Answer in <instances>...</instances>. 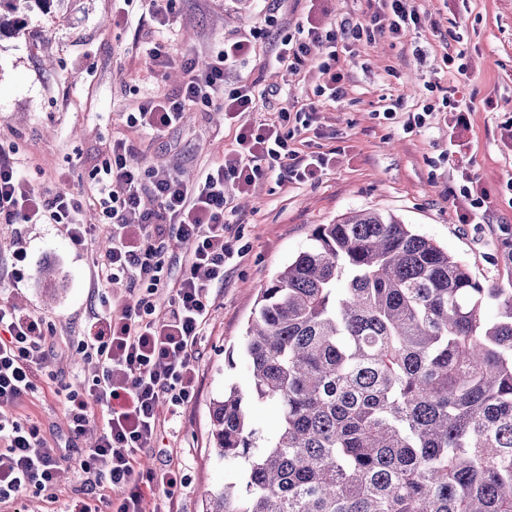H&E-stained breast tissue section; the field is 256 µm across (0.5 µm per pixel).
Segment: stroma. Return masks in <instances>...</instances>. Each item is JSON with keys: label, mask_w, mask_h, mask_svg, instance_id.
I'll return each mask as SVG.
<instances>
[{"label": "stroma", "mask_w": 512, "mask_h": 512, "mask_svg": "<svg viewBox=\"0 0 512 512\" xmlns=\"http://www.w3.org/2000/svg\"><path fill=\"white\" fill-rule=\"evenodd\" d=\"M414 5L428 26L338 46L346 94L335 101H316L312 64L291 72L272 62L282 39L297 38L307 0H172L163 27L146 13L124 17L119 0H60L29 13L20 34L0 39V150L35 189L72 193L83 223L95 226L104 218L91 198L92 175L110 159L113 141L126 140L143 166L174 168L187 181L222 163L235 141L223 113L202 105L158 137L128 126L138 104L175 92L182 79L174 67L151 69L147 51L155 42L164 41L174 59L205 62L225 40L252 38L254 53L231 68L259 95L243 121L265 123L281 110L317 104L294 146L303 155L333 154V165L313 183L269 175L250 195L230 199L226 237L235 255L211 290L212 316L195 355L196 395L165 422L154 448L137 455L141 468L181 470L184 487L173 512H202L205 493L231 480L232 467L210 443V407L226 388L248 390L240 345L259 292L311 245L316 225L355 210L391 213L461 258L476 280L512 286V242L501 237L502 225H512V0ZM268 15L273 25H266ZM457 55L465 72L446 62ZM446 96L460 101L461 115L440 110ZM395 101L394 119L382 117ZM426 103L436 106L426 126L405 130L408 113ZM466 175L472 185L465 197L458 186ZM104 241L96 234L79 250L65 225L0 222V300L53 326L41 388L0 415L37 422L49 445L72 458L102 420L71 437L53 386L80 380L77 344L99 307L93 260ZM18 243L27 250L20 277ZM47 264L60 289L53 300L51 284L38 277Z\"/></svg>", "instance_id": "1"}]
</instances>
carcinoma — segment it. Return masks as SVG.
Instances as JSON below:
<instances>
[{
    "instance_id": "1",
    "label": "carcinoma",
    "mask_w": 512,
    "mask_h": 512,
    "mask_svg": "<svg viewBox=\"0 0 512 512\" xmlns=\"http://www.w3.org/2000/svg\"><path fill=\"white\" fill-rule=\"evenodd\" d=\"M55 1L0 0V37ZM313 241L261 289L248 393L212 403V448L239 473L203 512H512V287L389 213Z\"/></svg>"
}]
</instances>
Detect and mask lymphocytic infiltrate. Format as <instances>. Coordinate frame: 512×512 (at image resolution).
Segmentation results:
<instances>
[{
  "instance_id": "lymphocytic-infiltrate-1",
  "label": "lymphocytic infiltrate",
  "mask_w": 512,
  "mask_h": 512,
  "mask_svg": "<svg viewBox=\"0 0 512 512\" xmlns=\"http://www.w3.org/2000/svg\"><path fill=\"white\" fill-rule=\"evenodd\" d=\"M412 0H377L363 21L323 32L315 13H308L298 40H283L275 56L278 64L298 70L311 47H319V82L315 93L333 101L344 93L336 43L341 39L397 36L404 28L422 26ZM250 39L225 41L224 49L206 65L196 58L173 61L163 44L148 51L152 66L168 68L179 63L184 80L175 95L140 103L128 113L131 127L148 136L163 135L180 124L191 106L222 108L224 118L237 122L235 147L222 164L205 168L194 183L182 181L168 167L144 168L132 148L118 140L112 144V161L103 166L96 183L98 202L107 219L109 245L97 252L96 276L110 286L128 280L145 284L147 294L113 313L109 295H101V311L79 341L86 356L80 387H57L55 394L72 437L84 434L93 413H100L102 432L95 447L76 462L48 445L38 424L0 419V447L7 461L0 465V503H16L31 493L51 492L65 483L79 486L80 498L66 512H102L90 488L103 487L119 496L116 512H146V493L173 500L183 484L177 468L144 471L138 451L152 448L161 429V403L177 409L195 395L194 356L210 319V290L224 279V266L234 254L226 240L227 188L248 192L272 172L286 179H318L332 162L325 153L297 156L289 142V120L309 127L314 105L296 112L281 111L274 123H244L242 114L256 107L252 86L226 85V65L248 58ZM151 194L157 206L142 209V197ZM79 205L65 190L39 192L21 177L16 161L0 152V218L14 224H63L73 245L88 246L91 231L81 224ZM135 213L139 223L129 224ZM183 241L189 255L173 290L167 317L154 316L149 294L165 283V242L169 235ZM52 327L43 316L19 312L0 304V405L15 404L33 395L39 368L46 354Z\"/></svg>"
}]
</instances>
